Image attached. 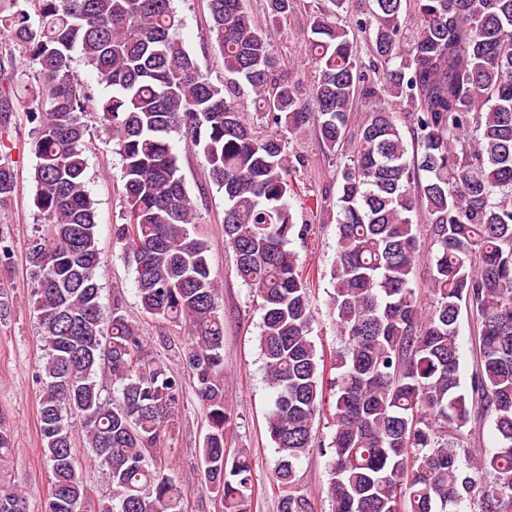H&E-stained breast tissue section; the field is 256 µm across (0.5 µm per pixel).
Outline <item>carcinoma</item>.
<instances>
[{
  "instance_id": "obj_1",
  "label": "carcinoma",
  "mask_w": 512,
  "mask_h": 512,
  "mask_svg": "<svg viewBox=\"0 0 512 512\" xmlns=\"http://www.w3.org/2000/svg\"><path fill=\"white\" fill-rule=\"evenodd\" d=\"M367 18L309 16L308 92L273 56L244 0H208L224 82L201 71L175 31L171 0H0L10 56L0 101L26 98L32 124L33 204L44 228L26 254L40 328L38 426L51 472L46 512H82L74 432L107 471L97 512H186L155 455L175 428L183 379L150 354L122 303H101L96 202L86 185L93 117L122 158L125 223L114 227L134 266L141 311L184 333L183 358L207 420L200 460L221 512H252L254 473L227 450L224 317L209 244L189 231L196 202L171 139L198 148L224 191V240L262 310L259 347L273 407L278 512H314L297 468L332 420L328 498L333 512H512V0H374ZM294 0H267L270 17ZM380 62L363 73L353 31ZM112 87L99 97L72 54ZM269 131L245 122L242 87ZM396 98L369 110L339 166L330 358L310 339L311 283L299 253L309 225L296 194L285 133L311 124L334 153L355 98ZM413 113L409 133L399 121ZM16 174L0 158V207ZM429 226L431 306L413 288L420 253L413 217ZM479 326V363L466 389L457 338L462 308ZM334 376H329V372ZM491 420L495 446L471 436ZM0 512H28L0 489Z\"/></svg>"
}]
</instances>
